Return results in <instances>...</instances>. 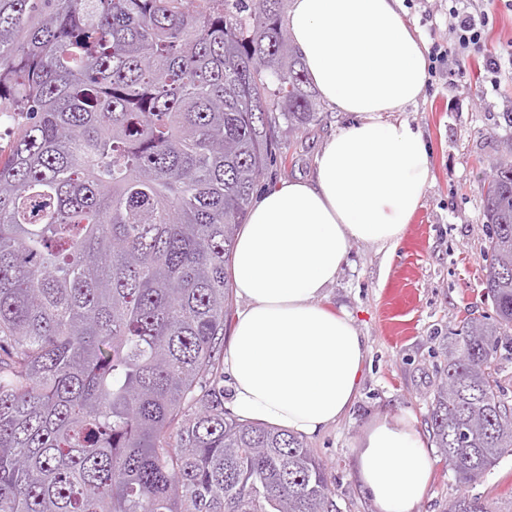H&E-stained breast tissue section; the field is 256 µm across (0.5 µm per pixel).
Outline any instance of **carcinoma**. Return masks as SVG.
Returning a JSON list of instances; mask_svg holds the SVG:
<instances>
[{
  "label": "carcinoma",
  "instance_id": "carcinoma-1",
  "mask_svg": "<svg viewBox=\"0 0 512 512\" xmlns=\"http://www.w3.org/2000/svg\"><path fill=\"white\" fill-rule=\"evenodd\" d=\"M284 0H0V512H338L303 436L224 410L226 267L275 150L320 121ZM432 442L512 454V160ZM448 512H493L466 493Z\"/></svg>",
  "mask_w": 512,
  "mask_h": 512
}]
</instances>
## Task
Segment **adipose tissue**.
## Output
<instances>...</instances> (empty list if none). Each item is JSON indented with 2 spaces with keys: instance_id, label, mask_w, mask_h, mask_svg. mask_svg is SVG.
<instances>
[{
  "instance_id": "adipose-tissue-1",
  "label": "adipose tissue",
  "mask_w": 512,
  "mask_h": 512,
  "mask_svg": "<svg viewBox=\"0 0 512 512\" xmlns=\"http://www.w3.org/2000/svg\"><path fill=\"white\" fill-rule=\"evenodd\" d=\"M291 36L310 82L355 120L326 137L312 178L261 192L236 236L237 311L224 365L241 419L313 436L352 407L363 336L324 303L353 241L396 249L421 204L429 146L398 112L423 97V45L400 0H290ZM355 471L375 512H415L432 474L421 434L381 416L355 443Z\"/></svg>"
}]
</instances>
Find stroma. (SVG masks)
<instances>
[{
	"mask_svg": "<svg viewBox=\"0 0 512 512\" xmlns=\"http://www.w3.org/2000/svg\"><path fill=\"white\" fill-rule=\"evenodd\" d=\"M403 19L423 45L446 38V0H403ZM497 90L484 88L476 60L454 78L427 86L401 117L417 126L430 147V170L417 211L395 250L350 245L348 261L325 291L326 305L347 312L364 336L367 358L358 394L346 415L306 443L325 463L340 512H374L355 474L353 444L380 415L406 418L426 431L428 402L447 364L445 349L461 320L489 313L483 297L488 229L479 190L489 160L512 141V69ZM351 115L322 106L319 124L292 134L277 122V150L257 185L306 179L323 139L351 123ZM493 512H512V455L474 484ZM462 492L448 467L433 463L416 512H448Z\"/></svg>",
	"mask_w": 512,
	"mask_h": 512,
	"instance_id": "1",
	"label": "stroma"
}]
</instances>
